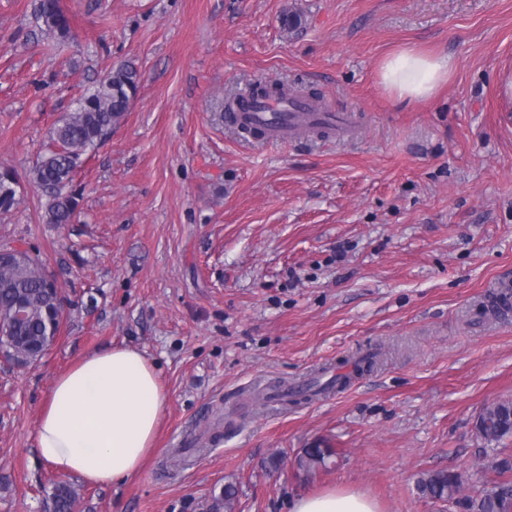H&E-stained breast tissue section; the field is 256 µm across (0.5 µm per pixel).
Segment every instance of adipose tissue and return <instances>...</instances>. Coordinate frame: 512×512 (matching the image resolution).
<instances>
[{"instance_id": "adipose-tissue-1", "label": "adipose tissue", "mask_w": 512, "mask_h": 512, "mask_svg": "<svg viewBox=\"0 0 512 512\" xmlns=\"http://www.w3.org/2000/svg\"><path fill=\"white\" fill-rule=\"evenodd\" d=\"M452 68L447 55L403 47L380 66L395 102L434 97ZM168 394L156 363L131 346L86 355L54 380L35 429L49 469L105 488L138 474L154 446ZM290 512H378L366 495L331 490L296 497Z\"/></svg>"}]
</instances>
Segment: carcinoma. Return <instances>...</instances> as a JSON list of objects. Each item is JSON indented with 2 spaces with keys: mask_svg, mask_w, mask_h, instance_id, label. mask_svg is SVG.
Listing matches in <instances>:
<instances>
[{
  "mask_svg": "<svg viewBox=\"0 0 512 512\" xmlns=\"http://www.w3.org/2000/svg\"><path fill=\"white\" fill-rule=\"evenodd\" d=\"M36 18L42 30L66 43L74 39L71 20L62 8L61 0H37ZM139 75L135 68L119 64L111 68L100 82L77 103L75 111L60 117L49 131L47 141L37 155L32 168L33 182L46 197V223L70 224L79 213L80 194L73 189L74 175L125 119L132 99L137 95ZM16 174L0 170V211L8 212L18 204L12 184ZM56 277L45 263L24 254L0 262V314L9 315L15 306L24 310L23 318L10 322L0 343L7 346L13 359L23 365L34 363L33 347L47 335L48 323L59 315L56 304ZM354 378L339 374L324 383L315 378L306 384L312 396L342 390ZM477 435L491 443L512 435V401L493 403L479 414ZM335 449L318 442L302 449L297 465L307 473L327 467ZM492 476L474 497L465 499L466 512H512V456L495 458L488 466ZM466 479L459 473L444 470L422 475L416 483L419 495L456 504ZM236 495L235 485L228 483L211 497L207 512H224L231 507ZM52 512H74L78 494L71 484L58 482L48 494Z\"/></svg>",
  "mask_w": 512,
  "mask_h": 512,
  "instance_id": "cac0c4a2",
  "label": "carcinoma"
}]
</instances>
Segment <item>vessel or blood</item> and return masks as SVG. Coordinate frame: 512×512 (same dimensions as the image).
I'll use <instances>...</instances> for the list:
<instances>
[{"label":"vessel or blood","mask_w":512,"mask_h":512,"mask_svg":"<svg viewBox=\"0 0 512 512\" xmlns=\"http://www.w3.org/2000/svg\"><path fill=\"white\" fill-rule=\"evenodd\" d=\"M240 106L229 118L234 125L244 123L258 126L265 140L272 144H285L296 138L300 123L308 122L321 127L328 135H344L349 128L346 113L314 105L302 97L288 98L275 95L256 101L249 90L239 95Z\"/></svg>","instance_id":"b4317fda"}]
</instances>
